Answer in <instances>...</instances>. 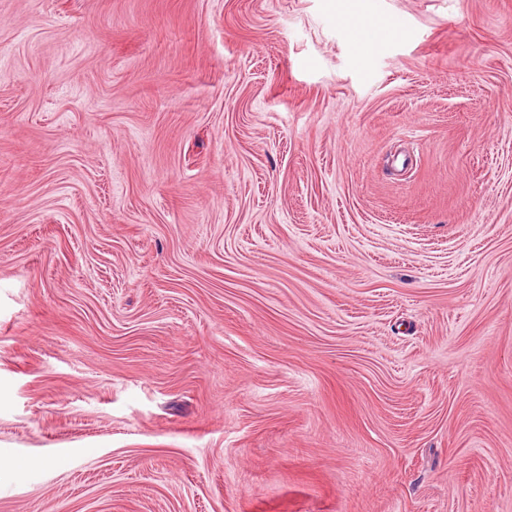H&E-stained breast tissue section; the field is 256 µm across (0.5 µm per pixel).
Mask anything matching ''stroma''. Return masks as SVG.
<instances>
[{
	"instance_id": "1",
	"label": "stroma",
	"mask_w": 512,
	"mask_h": 512,
	"mask_svg": "<svg viewBox=\"0 0 512 512\" xmlns=\"http://www.w3.org/2000/svg\"><path fill=\"white\" fill-rule=\"evenodd\" d=\"M1 456L0 512H512V0H0ZM339 17L354 34L355 46L359 59L363 63L368 62L370 60L372 47L375 45V41L371 37L365 22L358 15L349 12H341Z\"/></svg>"
}]
</instances>
